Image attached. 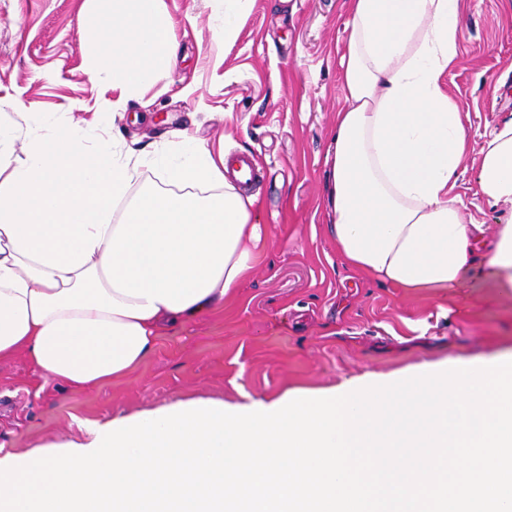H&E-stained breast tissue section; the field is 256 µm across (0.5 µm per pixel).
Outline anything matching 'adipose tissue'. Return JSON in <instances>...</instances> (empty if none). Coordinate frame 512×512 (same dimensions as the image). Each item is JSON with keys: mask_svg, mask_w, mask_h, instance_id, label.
<instances>
[{"mask_svg": "<svg viewBox=\"0 0 512 512\" xmlns=\"http://www.w3.org/2000/svg\"><path fill=\"white\" fill-rule=\"evenodd\" d=\"M85 2L81 36L106 61L91 78L123 94L167 78L177 43L157 0ZM349 14L327 158L337 253L407 291L469 276L511 295L512 219L486 229L453 192L470 143L442 78L460 64L461 0H349ZM480 155L482 198L512 211V119ZM0 160V362L25 356L46 381L126 375L163 330L223 308L266 245L227 153L186 134L137 154L53 115L0 125Z\"/></svg>", "mask_w": 512, "mask_h": 512, "instance_id": "1", "label": "adipose tissue"}]
</instances>
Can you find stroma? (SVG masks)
<instances>
[{"label": "stroma", "mask_w": 512, "mask_h": 512, "mask_svg": "<svg viewBox=\"0 0 512 512\" xmlns=\"http://www.w3.org/2000/svg\"><path fill=\"white\" fill-rule=\"evenodd\" d=\"M461 65L444 76L470 151L455 186L468 215L508 214L478 193L479 152L512 118V0H461ZM177 60L164 83L117 98L88 75L84 0H0V120L70 113L96 129L113 99L126 143L151 152L189 131L253 159L262 260L222 309L164 331L150 357L92 389L36 379L25 357L0 364V458L67 440L85 424L188 400H272L339 389L512 349V297L464 277L453 293H409L350 268L326 232V158L342 98L348 0H253L238 38L217 33L222 0H161Z\"/></svg>", "instance_id": "stroma-1"}]
</instances>
